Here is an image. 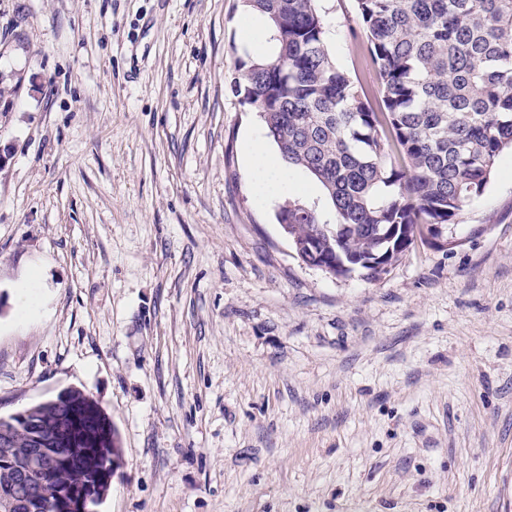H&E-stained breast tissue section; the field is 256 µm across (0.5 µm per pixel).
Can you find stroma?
Wrapping results in <instances>:
<instances>
[{
  "instance_id": "1",
  "label": "stroma",
  "mask_w": 512,
  "mask_h": 512,
  "mask_svg": "<svg viewBox=\"0 0 512 512\" xmlns=\"http://www.w3.org/2000/svg\"><path fill=\"white\" fill-rule=\"evenodd\" d=\"M318 7L377 94L356 0ZM244 13L0 0V417L98 403L94 512H512V150L456 246L303 264L244 162Z\"/></svg>"
}]
</instances>
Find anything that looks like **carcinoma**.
I'll list each match as a JSON object with an SVG mask.
<instances>
[{
	"instance_id": "carcinoma-1",
	"label": "carcinoma",
	"mask_w": 512,
	"mask_h": 512,
	"mask_svg": "<svg viewBox=\"0 0 512 512\" xmlns=\"http://www.w3.org/2000/svg\"><path fill=\"white\" fill-rule=\"evenodd\" d=\"M354 36L366 44L379 96L336 64L316 0H243L265 15L273 50L247 54L231 90L258 112L266 136L292 168L322 188L325 209L290 198L277 219L291 248L333 276L377 280L416 243L448 233L465 205L482 197L496 160L512 148V0H356ZM64 403L35 405L30 417L55 429ZM96 431L82 411L67 419ZM17 453L0 455V499L22 505L35 432L8 425ZM116 432L103 444L52 448L53 475H33L44 512H81V489L104 496Z\"/></svg>"
}]
</instances>
